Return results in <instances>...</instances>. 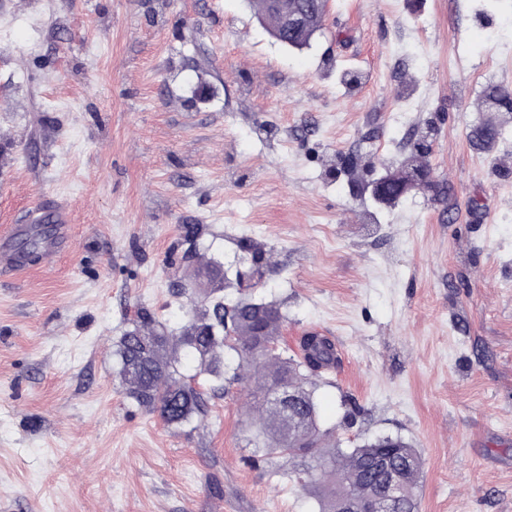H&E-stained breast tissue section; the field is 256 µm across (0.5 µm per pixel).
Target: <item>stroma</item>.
I'll list each match as a JSON object with an SVG mask.
<instances>
[{
    "mask_svg": "<svg viewBox=\"0 0 512 512\" xmlns=\"http://www.w3.org/2000/svg\"><path fill=\"white\" fill-rule=\"evenodd\" d=\"M512 0H329L302 49L249 0H0V249L63 204L67 245L0 271V512H319L292 463L255 465L246 385L193 424L131 399L118 341L187 323L201 264L336 343L311 377L327 436H401L418 512H512ZM425 142L435 198L374 205L373 169Z\"/></svg>",
    "mask_w": 512,
    "mask_h": 512,
    "instance_id": "obj_1",
    "label": "stroma"
}]
</instances>
